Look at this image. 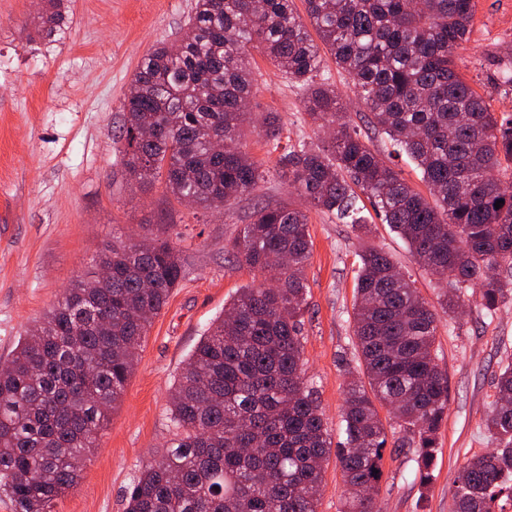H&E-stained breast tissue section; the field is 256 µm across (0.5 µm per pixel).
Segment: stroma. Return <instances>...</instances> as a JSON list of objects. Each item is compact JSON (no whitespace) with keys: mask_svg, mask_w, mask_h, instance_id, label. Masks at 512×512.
Wrapping results in <instances>:
<instances>
[{"mask_svg":"<svg viewBox=\"0 0 512 512\" xmlns=\"http://www.w3.org/2000/svg\"><path fill=\"white\" fill-rule=\"evenodd\" d=\"M192 6L193 0H72L65 36L33 41L28 34L41 0H0V362L66 288L97 277L94 257L112 241L138 242L164 224L181 235L184 276L137 350L134 372L77 486L55 502L53 512H125V488L172 436L168 406L175 377L225 302L237 289L262 281L236 262L230 241L257 205L304 203L281 178L278 152L250 125L244 128L247 149L265 179L255 194L230 202L223 213L178 203L162 187L128 181L119 134L132 75L157 44L185 37ZM510 51L512 0H476L473 30L456 65L494 112L512 113V91L498 83L500 60ZM250 61L258 88L254 112L277 113L282 140L319 143L322 134L308 123L299 90L259 51H252ZM323 75L376 155L418 183L408 158L368 125L366 108L333 59H326ZM362 216L373 229L364 239L350 225L309 212L303 359L333 431L347 381L339 360L355 357L359 251L384 249L429 302L439 293L438 277L419 267L372 207H364ZM479 303V290L468 289L462 314L439 320L436 347L448 374V416L433 480L419 484L410 448L387 447L381 512H451L459 468L494 446L483 418L501 368L512 361V300L491 316Z\"/></svg>","mask_w":512,"mask_h":512,"instance_id":"obj_1","label":"stroma"}]
</instances>
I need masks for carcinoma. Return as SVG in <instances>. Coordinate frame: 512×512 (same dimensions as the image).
Instances as JSON below:
<instances>
[{
  "instance_id": "1",
  "label": "carcinoma",
  "mask_w": 512,
  "mask_h": 512,
  "mask_svg": "<svg viewBox=\"0 0 512 512\" xmlns=\"http://www.w3.org/2000/svg\"><path fill=\"white\" fill-rule=\"evenodd\" d=\"M46 2L37 34H65L69 0ZM304 3L307 23L293 0H194L186 37L150 51L133 74L120 135L126 175L215 212L253 194L263 175L240 141L255 96V48L302 91L308 122L328 133L320 146L300 141L279 157L288 186L322 213L352 218L361 236L370 233L359 216L366 197L419 266L446 277L447 291L437 310L387 253L362 252L353 304L358 371L345 388L343 439L335 442L302 364L308 214L257 206L231 251L268 284L239 289L189 355L171 386L173 438L127 487L125 512H317L332 456L346 484L378 492L391 436L396 448L415 446L416 478L429 485L448 416L439 312L455 313L463 290L477 284L488 315L512 297V192L496 177L512 162V114L490 111L454 61L475 0ZM324 50L429 196L377 159L331 84L314 83ZM261 128L279 144L276 113H265ZM219 135L239 146L216 152ZM99 265L111 275L66 290L0 366V500L11 512H52L78 484L152 318L183 277L169 233L114 242ZM380 405L392 423L384 424ZM483 426L496 448L460 467L453 512H496L502 498L512 501V364L500 370ZM340 512L379 509L375 497L354 496Z\"/></svg>"
}]
</instances>
